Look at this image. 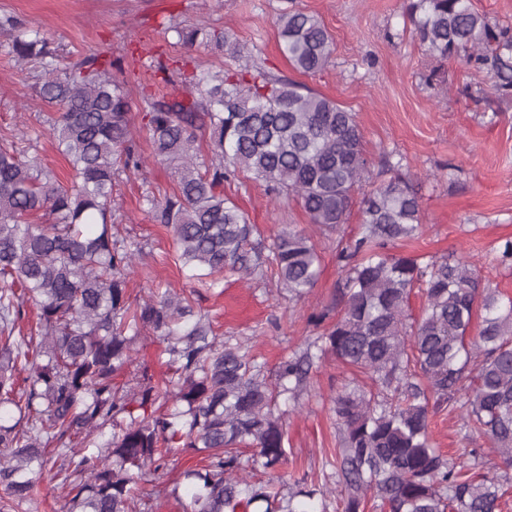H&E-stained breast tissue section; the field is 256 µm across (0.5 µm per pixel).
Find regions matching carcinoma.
<instances>
[{"mask_svg":"<svg viewBox=\"0 0 512 512\" xmlns=\"http://www.w3.org/2000/svg\"><path fill=\"white\" fill-rule=\"evenodd\" d=\"M407 13L428 52L488 66L494 89L512 90V30L491 25L472 0H410ZM275 26L295 69L326 68L333 38L317 16L283 13ZM177 34L235 68L201 72L187 97L146 101L154 161L178 163L173 193L144 195L147 213L167 227L192 277L205 270L259 280L270 268L291 298L303 300L321 273L315 245L294 230L265 238L224 196V181L250 173L334 231L370 174L356 115L275 76L204 26ZM11 53L18 65L39 68L37 97L58 107L48 131L72 180L59 181L31 140L0 134V512L37 500L48 478L67 490V512H133L141 484L161 478L188 449L205 457L182 473L183 512H313L310 501L334 490L305 473L285 502L274 483L250 480L240 448L252 449L254 466L287 463L276 400H297L327 352L370 381L366 388L354 378L333 399L343 512H364L369 500L385 512H501L512 477L485 472L476 448L442 454L430 420L457 413L461 429L487 438L512 469V298L482 285L464 256L390 251L421 229L420 197L400 166L387 165L390 177L362 198L361 235L339 250L336 320L283 357L271 383L249 350L216 336L189 298L169 288L142 300L128 292L139 251L112 233V195L119 170L140 173L144 161L112 60L91 53L63 69L38 31L19 33ZM199 132L209 137L208 163L198 161ZM39 213L50 219L32 221ZM416 287L426 306L412 320ZM29 301L37 328L17 336ZM144 331L164 344L172 372L155 383L145 372L136 389L120 378ZM107 426L104 448L84 447Z\"/></svg>","mask_w":512,"mask_h":512,"instance_id":"1","label":"carcinoma"}]
</instances>
